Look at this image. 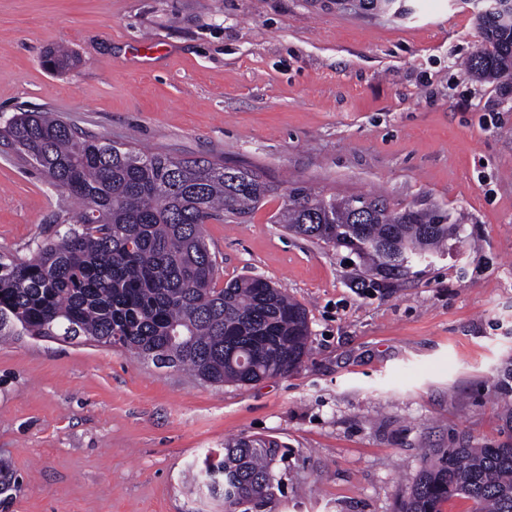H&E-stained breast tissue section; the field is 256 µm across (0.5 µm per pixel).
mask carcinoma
Listing matches in <instances>:
<instances>
[{
  "label": "carcinoma",
  "instance_id": "obj_1",
  "mask_svg": "<svg viewBox=\"0 0 512 512\" xmlns=\"http://www.w3.org/2000/svg\"><path fill=\"white\" fill-rule=\"evenodd\" d=\"M480 47L464 67L512 92V0L475 16ZM67 49L45 56L52 70L77 65ZM20 159L79 205L81 222L56 214L53 236L27 258L0 256V336L78 338L129 352L202 382L248 386L295 370L308 352L305 307L270 282L239 277L217 287L204 236L211 220L248 215L273 191L257 173L136 151L89 134L52 112H18L0 127ZM274 223L313 242L344 247L368 275L395 274L443 252L460 216L440 208L397 211L379 197L326 198L300 187ZM495 389L512 431V360ZM279 444L239 437L205 470L208 490L264 503L280 486ZM454 498L472 512H512V442L444 448L416 476L400 512H441Z\"/></svg>",
  "mask_w": 512,
  "mask_h": 512
}]
</instances>
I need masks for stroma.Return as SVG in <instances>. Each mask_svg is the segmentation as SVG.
Masks as SVG:
<instances>
[{
    "mask_svg": "<svg viewBox=\"0 0 512 512\" xmlns=\"http://www.w3.org/2000/svg\"><path fill=\"white\" fill-rule=\"evenodd\" d=\"M399 13L336 0H0V124L55 112L118 143L242 166L277 187L205 225L218 284L302 303L310 350L284 377L216 386L92 342L0 341V512H224L191 477L240 436L284 447L261 512H398L430 448L507 440L512 108L462 67V0ZM65 46L77 68L54 72ZM464 212L432 264L361 287L342 248L271 221L290 190ZM75 202L0 145V255L24 258ZM495 389L503 402V419L508 430L512 431V360L499 371Z\"/></svg>",
    "mask_w": 512,
    "mask_h": 512,
    "instance_id": "obj_1",
    "label": "stroma"
}]
</instances>
